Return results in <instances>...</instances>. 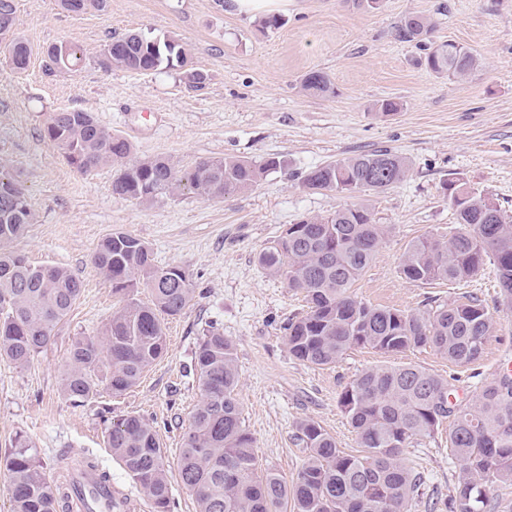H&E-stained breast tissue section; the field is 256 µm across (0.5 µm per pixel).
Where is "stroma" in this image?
<instances>
[{"label": "stroma", "instance_id": "1", "mask_svg": "<svg viewBox=\"0 0 512 512\" xmlns=\"http://www.w3.org/2000/svg\"><path fill=\"white\" fill-rule=\"evenodd\" d=\"M15 32L31 56L15 69L0 48V169L25 189L36 221L15 242L34 265L62 266L82 283L80 299L54 330L53 342L28 365L0 357V456L16 435L31 441L50 479L65 473L63 451L88 452L112 475L126 512H152L106 444L113 417L144 416L157 431L170 464L201 391L194 352L203 332L219 329L236 347L238 400L262 468L293 481L305 454L294 435L299 421H317L353 452L357 437L338 397L364 369L412 363L443 375L459 399L474 404L481 387L512 356V306L503 301L492 259L467 282L412 283L399 259L412 241L454 225L446 182L458 178L512 216V0H288L283 27L263 30L257 19L218 0H107L104 10L71 12L59 0H16ZM427 17L438 41L471 51L474 69L456 79L433 74L413 45L395 40L405 14ZM130 31L176 36L193 67L208 75L189 87L179 70L106 72L98 60L112 38ZM77 44L83 64L47 72L46 49ZM326 72L328 97L306 95L300 80ZM398 112L377 111L384 100ZM83 109L133 146V159L168 157L176 170L225 155L260 163L287 160L285 171L260 185L209 200L183 192L143 205L112 192L113 170L82 174L45 136L56 112ZM377 147L407 158L409 173L395 187L368 196L376 223L392 225L371 265L356 282L359 300L406 313L478 295L497 331L474 364L458 367L433 349L387 356L349 350L319 369L290 356L285 327L303 315V294L266 274L258 254L301 217L328 215L350 205L345 196L312 192L305 170ZM122 230L149 244L154 262L178 265L196 292L166 325L168 349L124 396L100 392L76 402L61 392L72 340L93 336L119 307L112 285L91 262L98 243ZM424 484L411 512H446L459 465L448 428L404 451Z\"/></svg>", "mask_w": 512, "mask_h": 512}]
</instances>
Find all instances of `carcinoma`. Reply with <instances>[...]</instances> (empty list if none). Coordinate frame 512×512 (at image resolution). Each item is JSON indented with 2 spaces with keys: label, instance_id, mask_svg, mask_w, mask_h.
I'll return each mask as SVG.
<instances>
[{
  "label": "carcinoma",
  "instance_id": "carcinoma-1",
  "mask_svg": "<svg viewBox=\"0 0 512 512\" xmlns=\"http://www.w3.org/2000/svg\"><path fill=\"white\" fill-rule=\"evenodd\" d=\"M75 12L100 10L105 0H61ZM433 27L410 13L394 26L395 37L422 52L425 66L438 75L463 77L475 57L463 47L432 39ZM15 68L27 67L31 49L15 37L10 43ZM49 69L72 70L83 54L69 44L65 54H48ZM109 71L148 72L184 69L187 80L204 84L207 74L190 66L186 44L175 37L128 33L115 38L99 61ZM302 90L327 97L334 93L329 75L307 72ZM46 136L61 147L68 162L86 174L103 166L115 169L112 192L138 203L174 196L189 187L207 199L252 189L284 167L270 157L257 164L244 158H206L180 175L166 157L131 160L130 142L100 124L85 110L56 112ZM407 160L388 149L355 154L321 164L301 175L304 188L350 198L383 192L407 176ZM448 202L458 229L411 243L399 262L401 277L414 283L462 282L476 276L487 256L497 267L502 295L512 300V219L482 193L458 180L448 181ZM25 190L0 196V357L28 365L53 340V329L71 312L81 282L62 267L33 266L11 245L34 223ZM392 225L378 224L362 203L328 216L304 217L257 256L268 274L281 277L304 295L308 310L286 327L288 352L317 367H330L354 347L386 355L431 348L458 366L483 354L496 322L481 301L438 304L415 313L376 307L351 291L369 267ZM94 267L112 283L122 306L95 336L72 341L62 392L74 401L100 390L117 398L135 387L143 373L166 351L165 320L182 313L194 297L189 274L178 266L154 263L150 246L120 230L105 236L92 254ZM150 290L151 301L134 297ZM201 399L180 448L179 473L197 503V512H410L423 485L421 472L408 465L403 450L434 437L443 422L451 454L460 466L450 512H512V501L490 497L496 484L512 485V372L486 383L472 406L464 405L448 379L422 367L385 365L359 373L338 403L355 431L360 451L339 448L336 439L313 420L297 425L306 452L293 483L258 468L254 438L241 417L239 375L234 343L211 331L194 356ZM112 455L151 503L169 512L171 486L166 451L143 416L127 413L112 420L107 435ZM12 488L13 512H68L70 483H54L32 445L16 436L4 456Z\"/></svg>",
  "mask_w": 512,
  "mask_h": 512
}]
</instances>
